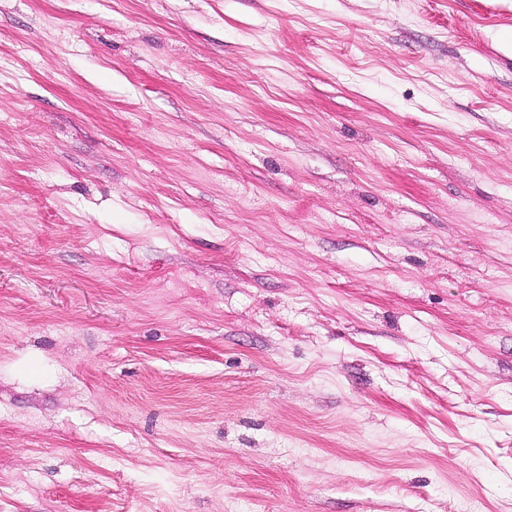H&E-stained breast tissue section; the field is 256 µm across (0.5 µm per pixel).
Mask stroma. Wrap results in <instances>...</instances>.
I'll list each match as a JSON object with an SVG mask.
<instances>
[{"label": "stroma", "mask_w": 512, "mask_h": 512, "mask_svg": "<svg viewBox=\"0 0 512 512\" xmlns=\"http://www.w3.org/2000/svg\"><path fill=\"white\" fill-rule=\"evenodd\" d=\"M0 0V512H512V0Z\"/></svg>", "instance_id": "obj_1"}]
</instances>
